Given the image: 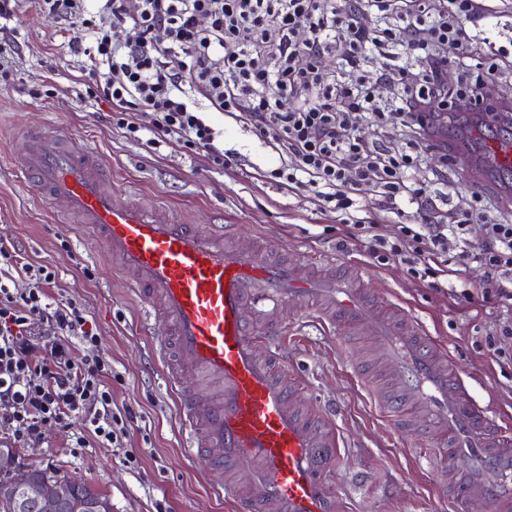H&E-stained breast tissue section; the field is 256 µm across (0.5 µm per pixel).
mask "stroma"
<instances>
[{"label":"stroma","mask_w":512,"mask_h":512,"mask_svg":"<svg viewBox=\"0 0 512 512\" xmlns=\"http://www.w3.org/2000/svg\"><path fill=\"white\" fill-rule=\"evenodd\" d=\"M11 26L12 48L0 59L8 72L0 77V244L55 270L50 295L75 301L100 333L99 344L74 352V360L99 356L111 362L113 406H131L140 415L123 447L75 448L72 436L82 430L83 418L69 414L63 424H50L43 440L22 446V464L89 482L109 497L112 512H231L189 449L165 388L150 337L166 334V322L145 325L140 298L114 278L101 246L81 225L56 222L62 203L37 198L14 164V134L46 123L64 126L96 148L112 172L114 191L132 190L169 205L200 232L221 220L240 242L271 247L277 260L298 262L320 253L337 265L359 262L370 288L392 294L402 311L421 319L448 348L474 395L512 415V363L488 351L493 343L512 353V338L499 334L503 311L497 304L478 296L454 299L412 279L401 263L368 258L363 244L351 240L348 227L311 193H287L271 177L279 164L271 139L224 113L208 114L234 154L222 169L181 141L152 143L148 112L128 113L140 131L126 138L112 122L86 56L59 52L72 28L48 19L34 0H24ZM420 171L429 190L447 191L449 208L472 205L479 178L463 162L441 159L435 142H424ZM279 321L294 337L282 351L284 361L305 375L310 397L334 414L344 443L337 477L350 493L352 512H445L414 447L399 446L366 395V382L383 383L367 337L329 333L298 297Z\"/></svg>","instance_id":"1"}]
</instances>
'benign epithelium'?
I'll use <instances>...</instances> for the list:
<instances>
[{
	"label": "benign epithelium",
	"mask_w": 512,
	"mask_h": 512,
	"mask_svg": "<svg viewBox=\"0 0 512 512\" xmlns=\"http://www.w3.org/2000/svg\"><path fill=\"white\" fill-rule=\"evenodd\" d=\"M0 512H111L102 498H78L67 480L40 475L20 466L18 449L0 441Z\"/></svg>",
	"instance_id": "7a95c632"
}]
</instances>
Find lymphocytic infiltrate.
I'll return each mask as SVG.
<instances>
[{"label":"lymphocytic infiltrate","mask_w":512,"mask_h":512,"mask_svg":"<svg viewBox=\"0 0 512 512\" xmlns=\"http://www.w3.org/2000/svg\"><path fill=\"white\" fill-rule=\"evenodd\" d=\"M86 0H37L52 21L75 27L68 48L98 68L103 94L127 136L139 128L127 112L155 116L157 140H182L204 151L216 167L228 160L205 109L231 114L271 136L282 156L272 170L283 189L311 191L331 205L337 221L364 240L378 263L398 261L427 287L443 291V279L484 269L482 298L512 312V224L484 216L482 208L450 213L427 194L408 154H390L351 124L357 112L374 108V87L386 71L369 76L364 64L393 46L414 56L419 73L399 67L391 121L416 139L432 135L452 119V94L469 96L476 112L499 109L493 87L501 68L512 67V51L493 47L488 32L495 18L487 0H102L100 15L110 27L86 19ZM207 25H200V18ZM137 28L132 43H116L113 29ZM336 53L344 71L328 76L324 55ZM478 57L461 85L448 90V65ZM371 183L380 190L379 210L395 220V235L382 223L359 217L353 194ZM481 220V237L464 232ZM459 239L449 253V238ZM24 289L10 287L13 278ZM56 274L23 261L16 248L0 245V424L14 443L41 441L50 423L69 413L84 416L74 445L119 447L138 415L112 407V366L97 357L74 360V349L97 345L96 325L72 301L52 302L46 292ZM55 335L52 345L41 338Z\"/></svg>","instance_id":"lymphocytic-infiltrate-1"}]
</instances>
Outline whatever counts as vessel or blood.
<instances>
[{
	"mask_svg": "<svg viewBox=\"0 0 512 512\" xmlns=\"http://www.w3.org/2000/svg\"><path fill=\"white\" fill-rule=\"evenodd\" d=\"M64 136L21 131L14 161L101 243L142 293L147 318L167 322L154 348L179 424L234 512H349L335 479L334 427L304 380L258 353L259 344L284 343L268 321L296 296L337 334L369 336L391 380L379 407L406 436L420 418L418 446L452 512H512V416L475 400L421 322L402 318L390 298L369 302L359 265L339 277L314 255L296 265L227 238L222 227L197 233L169 208L116 194L98 151Z\"/></svg>",
	"mask_w": 512,
	"mask_h": 512,
	"instance_id": "vessel-or-blood-1",
	"label": "vessel or blood"
}]
</instances>
